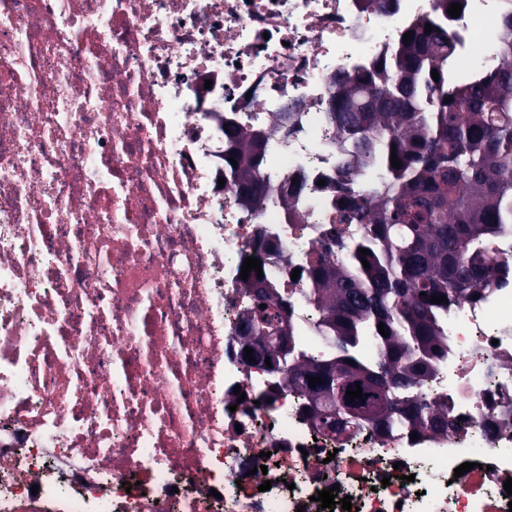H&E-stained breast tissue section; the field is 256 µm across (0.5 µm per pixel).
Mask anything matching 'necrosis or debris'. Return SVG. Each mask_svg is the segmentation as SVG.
Instances as JSON below:
<instances>
[{"label": "necrosis or debris", "mask_w": 512, "mask_h": 512, "mask_svg": "<svg viewBox=\"0 0 512 512\" xmlns=\"http://www.w3.org/2000/svg\"><path fill=\"white\" fill-rule=\"evenodd\" d=\"M434 0H0V512H512V276L441 310L458 424L342 435L243 361L245 258L297 349L350 181L329 104ZM512 0H465L448 77L497 68ZM264 130L244 207L225 122ZM473 468L463 476L462 463ZM270 490H263V483Z\"/></svg>", "instance_id": "necrosis-or-debris-1"}]
</instances>
